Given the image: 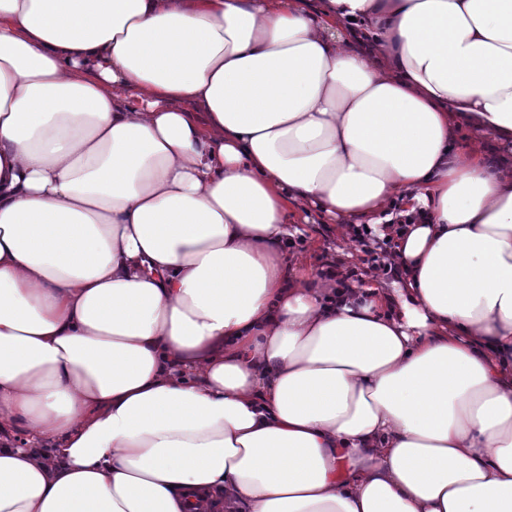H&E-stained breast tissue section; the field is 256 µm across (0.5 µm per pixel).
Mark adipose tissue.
Masks as SVG:
<instances>
[{
    "label": "adipose tissue",
    "instance_id": "ef3b65f1",
    "mask_svg": "<svg viewBox=\"0 0 512 512\" xmlns=\"http://www.w3.org/2000/svg\"><path fill=\"white\" fill-rule=\"evenodd\" d=\"M485 140L512 0H0V512H512ZM317 223L297 224L303 231L304 237L299 236L291 249L302 253L304 259H307L309 265L314 267L315 270H320L328 264L330 259H333L336 247L346 248L355 254L356 259L350 263L351 267L365 269L368 265L367 260L376 257L373 258V264L369 268L379 269L387 275L394 269L392 263H389V267L386 262L381 263L380 259L383 253L380 254L379 250L377 252L381 258L377 257L375 253L371 255L364 253L369 252L366 249L370 245L369 240L375 242L374 239L368 237L370 233L366 231L365 227H361L360 231L354 226L352 227L351 241L357 244L355 246L348 240L346 228L342 226L343 224H320L319 221ZM384 259H387L386 255L383 256L382 261Z\"/></svg>",
    "mask_w": 512,
    "mask_h": 512
}]
</instances>
